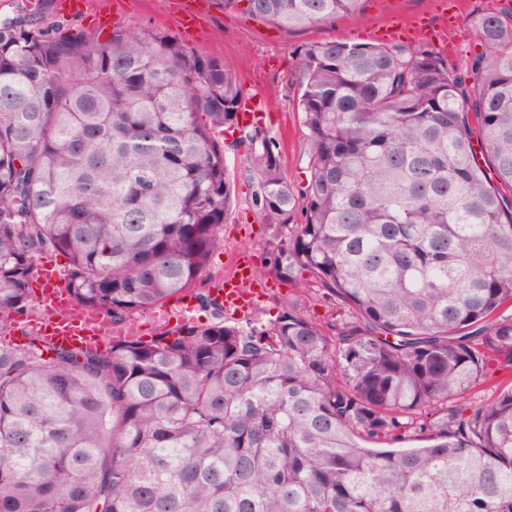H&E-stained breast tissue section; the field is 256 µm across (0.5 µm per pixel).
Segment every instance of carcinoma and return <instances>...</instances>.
Wrapping results in <instances>:
<instances>
[{
    "mask_svg": "<svg viewBox=\"0 0 512 512\" xmlns=\"http://www.w3.org/2000/svg\"><path fill=\"white\" fill-rule=\"evenodd\" d=\"M363 2L213 0L282 28ZM472 26L461 66L300 46L299 189L238 127L231 64L162 29L0 20V335L48 250L116 323L205 283L228 128L272 229L257 277L338 306L331 334L290 302L104 349L0 345V512H512V10Z\"/></svg>",
    "mask_w": 512,
    "mask_h": 512,
    "instance_id": "1",
    "label": "carcinoma"
}]
</instances>
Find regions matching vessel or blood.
Returning <instances> with one entry per match:
<instances>
[{"mask_svg":"<svg viewBox=\"0 0 512 512\" xmlns=\"http://www.w3.org/2000/svg\"><path fill=\"white\" fill-rule=\"evenodd\" d=\"M425 27L424 20L420 18L393 17L379 38L383 41H410ZM41 278L38 304L43 314L18 323V331L24 334L37 332L59 345H98L111 341L116 333L111 321L90 309L73 311L68 294L58 284L59 273L54 267L43 266ZM264 292L265 286L256 279L251 260L241 257L235 262L234 274L213 289L211 297L227 310L248 311L256 307Z\"/></svg>","mask_w":512,"mask_h":512,"instance_id":"1","label":"vessel or blood"}]
</instances>
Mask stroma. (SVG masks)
<instances>
[{"label": "stroma", "instance_id": "1", "mask_svg": "<svg viewBox=\"0 0 512 512\" xmlns=\"http://www.w3.org/2000/svg\"><path fill=\"white\" fill-rule=\"evenodd\" d=\"M57 0H0V17H12L25 9H41L49 19L97 33L101 27L98 15L109 16L112 24L136 31L155 26L170 33L178 28L169 15L170 0H130L126 10L113 14L112 0H96L94 7L78 15L60 16ZM461 24L450 30L442 26L434 0H365L360 14L306 28H275L248 15L224 12L209 5L208 16L197 36L185 46L198 54L230 63L236 70L245 92L263 96L268 116L263 127L275 137L282 150L285 171L298 187H305L309 173L306 159L309 144L302 125V116L295 105L299 66L297 48L305 43L336 39L350 44L371 42L372 32L391 16L404 18L428 17L435 34L428 39V49L449 55L452 61L463 63L473 44L471 19L484 11L512 7V0H463ZM229 173L235 185L236 207L225 222L220 241L213 250L209 271L213 279L228 275L238 252L249 251L255 256L257 268H264L272 241V231L263 223L252 204V184L247 172L244 147L225 142ZM267 296L256 308L260 319L276 317L283 303L297 302L301 310L317 323L332 324L337 307L325 299L322 291L311 289L299 292L292 284L270 280Z\"/></svg>", "mask_w": 512, "mask_h": 512}]
</instances>
